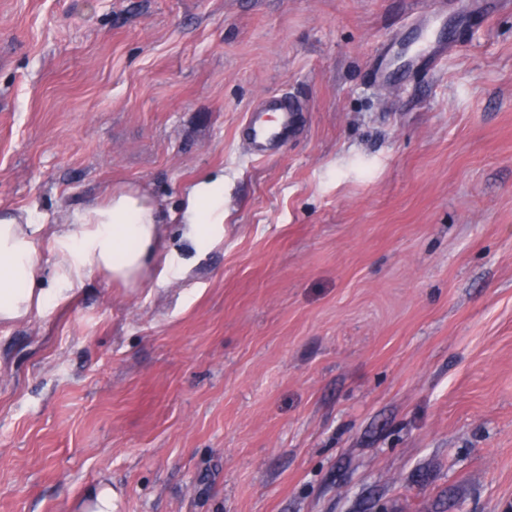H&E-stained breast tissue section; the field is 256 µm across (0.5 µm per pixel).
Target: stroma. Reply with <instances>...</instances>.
Returning <instances> with one entry per match:
<instances>
[{
  "mask_svg": "<svg viewBox=\"0 0 512 512\" xmlns=\"http://www.w3.org/2000/svg\"><path fill=\"white\" fill-rule=\"evenodd\" d=\"M476 4L0 0V211L224 176L220 241L0 326V512H512V4ZM431 8L448 56L374 85ZM297 104L287 95H268L249 114L245 127L251 155L264 158L273 155L293 136ZM266 113L275 115V121L265 118ZM80 512H112V486L102 483L89 490Z\"/></svg>",
  "mask_w": 512,
  "mask_h": 512,
  "instance_id": "stroma-1",
  "label": "stroma"
}]
</instances>
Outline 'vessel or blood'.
I'll return each instance as SVG.
<instances>
[{
    "instance_id": "vessel-or-blood-1",
    "label": "vessel or blood",
    "mask_w": 512,
    "mask_h": 512,
    "mask_svg": "<svg viewBox=\"0 0 512 512\" xmlns=\"http://www.w3.org/2000/svg\"><path fill=\"white\" fill-rule=\"evenodd\" d=\"M447 47L433 39L430 29H423L415 50V65L424 70L435 69L445 58ZM297 104L285 95H269L255 106L246 123V136L251 155L264 158L273 155L293 136Z\"/></svg>"
}]
</instances>
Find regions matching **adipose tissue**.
I'll list each match as a JSON object with an SVG mask.
<instances>
[{
	"label": "adipose tissue",
	"instance_id": "obj_1",
	"mask_svg": "<svg viewBox=\"0 0 512 512\" xmlns=\"http://www.w3.org/2000/svg\"><path fill=\"white\" fill-rule=\"evenodd\" d=\"M172 220L184 225L193 244L218 240L224 230L223 178L197 183L174 215L149 191L134 186L113 188L104 199L89 202L77 212L74 230L50 238L58 280L79 282L96 272L128 288L142 287ZM38 232L30 210L0 214V324L25 320L52 298L40 286Z\"/></svg>",
	"mask_w": 512,
	"mask_h": 512
}]
</instances>
